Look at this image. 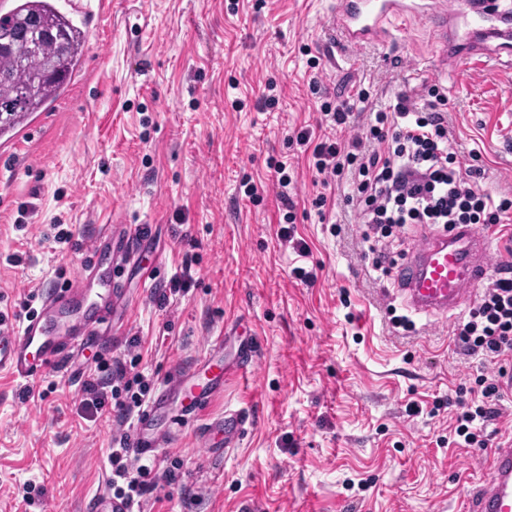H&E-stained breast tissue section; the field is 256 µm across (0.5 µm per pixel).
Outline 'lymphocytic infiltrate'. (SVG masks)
<instances>
[{"mask_svg":"<svg viewBox=\"0 0 512 512\" xmlns=\"http://www.w3.org/2000/svg\"><path fill=\"white\" fill-rule=\"evenodd\" d=\"M430 99L416 107L408 94L396 95L393 104L378 110L366 137L345 142L336 138L314 139L307 128L294 130L289 142L311 146L313 168L323 190L311 200L312 207L325 212L332 197L331 183L344 170L354 174V198L362 221L367 225L368 248L376 268H385L391 258L380 248L381 239L408 224H439L451 228L457 224L500 223L512 211V199L499 200L479 185L484 172L456 163L448 140V121L438 108L443 96L431 88ZM365 88L350 86L336 101H323L320 110L331 129L353 124L356 104L366 102ZM377 142V149L366 146ZM457 341L467 354H479L499 363L497 375L479 381L477 398L456 397L454 433L466 445L477 443L486 423L500 415V403L506 390H512V374L501 366L512 357V263L498 269L484 288L468 319L457 332ZM128 443L119 441L112 451L113 494L136 501L155 485L152 467L131 466L127 461Z\"/></svg>","mask_w":512,"mask_h":512,"instance_id":"lymphocytic-infiltrate-1","label":"lymphocytic infiltrate"}]
</instances>
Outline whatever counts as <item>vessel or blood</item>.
Returning a JSON list of instances; mask_svg holds the SVG:
<instances>
[{
  "mask_svg": "<svg viewBox=\"0 0 512 512\" xmlns=\"http://www.w3.org/2000/svg\"><path fill=\"white\" fill-rule=\"evenodd\" d=\"M469 22L464 39L474 55H495L512 48V8L499 12L497 23L485 21L491 0H467ZM447 0H337L326 17L343 45L359 47L388 35L394 24L410 20L428 22L443 54H451L448 41ZM112 231L104 229L88 263L79 268L70 283L41 293L40 304L17 324L0 326V374L19 382H31L47 371L68 368L69 359L98 335L111 319L119 299L112 264ZM491 237L471 224L428 237L412 249L396 273L398 292L407 310L428 316L454 314L485 280ZM255 358L252 343L240 342L224 370L206 381L186 386L184 376L174 377L147 406L138 420L134 446L150 453L157 446L151 432L154 417L167 405L174 391H182V416L195 415L224 386L225 372L246 369ZM247 418L233 412L224 418V445L237 447L245 433ZM470 512H512V438L493 450L489 475L477 490Z\"/></svg>",
  "mask_w": 512,
  "mask_h": 512,
  "instance_id": "vessel-or-blood-1",
  "label": "vessel or blood"
}]
</instances>
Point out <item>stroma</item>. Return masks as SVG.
Segmentation results:
<instances>
[{
  "mask_svg": "<svg viewBox=\"0 0 512 512\" xmlns=\"http://www.w3.org/2000/svg\"><path fill=\"white\" fill-rule=\"evenodd\" d=\"M335 4L112 0L87 30L69 90L18 145L0 147L1 323L71 278L103 225L139 233L138 262L119 267L112 340L75 355L80 375L0 376V512H88L111 487L116 441L133 433L118 397L96 404L89 383L119 361L159 393L207 355L231 359L235 345L219 339L235 325L256 345L252 366L225 375L189 422L162 417L154 455H130L173 473L140 512H467L492 446L512 435V394L483 448L454 443L446 401L500 366L455 346L470 305L393 326L406 308L393 275L372 266L346 201L352 175L318 215L309 159L286 136L318 126L311 77L333 93L363 81L375 110L401 92L424 103L435 85L464 165L481 166L494 199L512 198V58L462 53L437 73L429 27L417 22L387 44L346 49L326 25ZM271 82L278 102L260 109ZM272 158L294 168L306 252L280 238ZM246 180L263 183L260 200L240 193ZM186 266L185 290L158 306ZM296 267L315 280L295 278ZM234 411L248 414L247 433L228 450L210 424Z\"/></svg>",
  "mask_w": 512,
  "mask_h": 512,
  "instance_id": "1",
  "label": "stroma"
}]
</instances>
